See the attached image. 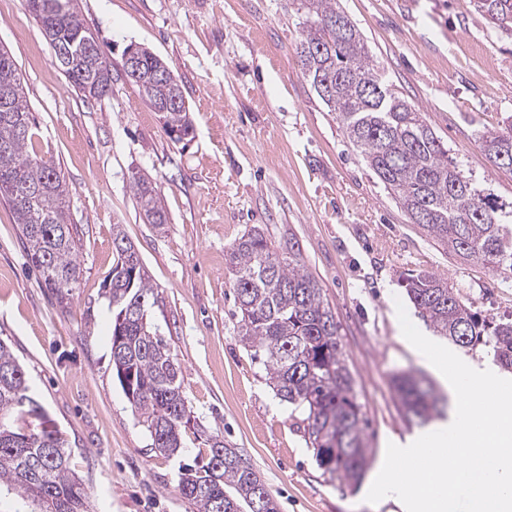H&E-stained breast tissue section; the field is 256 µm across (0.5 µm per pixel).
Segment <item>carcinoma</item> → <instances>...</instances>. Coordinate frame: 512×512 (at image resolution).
<instances>
[{
    "instance_id": "cac0c4a2",
    "label": "carcinoma",
    "mask_w": 512,
    "mask_h": 512,
    "mask_svg": "<svg viewBox=\"0 0 512 512\" xmlns=\"http://www.w3.org/2000/svg\"><path fill=\"white\" fill-rule=\"evenodd\" d=\"M72 0H27L29 11L49 44L78 53L76 71H64L86 98H101L112 83L111 65L71 7ZM303 21L296 53L302 73L328 111L336 114L348 142L400 205L439 245L470 257L512 282V202H500L466 176L460 162L428 125L424 113L394 89L365 45L362 34L337 0H297ZM493 27L512 32V0H474ZM166 61L149 53L139 84L146 102L180 99L162 115L175 142L192 123L181 83L163 78ZM0 199L9 203L27 256L44 286L64 302L77 282L79 239L70 223L68 189L57 170L32 150L29 106L11 53L0 49ZM474 143L502 170L512 171V126L506 132L478 130ZM37 193L18 203L14 187ZM134 195L150 224H165L160 192L145 175L133 179ZM116 257L107 285L112 308V368L122 390L146 427L151 446L167 457L179 453L191 411L171 349L153 332L147 312L158 292L146 277L135 246L120 225H112ZM226 261L238 309V336L265 366L269 386L299 420L305 441L320 467L346 482L360 480L366 444L353 379L346 365L332 310L322 287L288 243L277 251L254 227L232 243ZM417 315L439 336L462 348L482 346L500 367L512 371V319L503 321L473 311L448 279L410 270L400 275ZM405 415L422 423L437 412L433 389L412 376L396 378ZM26 374L0 341V488L22 500L14 512H86L84 488L72 473L66 441L47 424L24 431L16 423L43 416L28 394ZM208 448L206 460L183 467L182 495L200 512H278L259 473L219 434L198 433Z\"/></svg>"
}]
</instances>
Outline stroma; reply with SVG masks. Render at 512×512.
<instances>
[{
	"label": "stroma",
	"instance_id": "stroma-1",
	"mask_svg": "<svg viewBox=\"0 0 512 512\" xmlns=\"http://www.w3.org/2000/svg\"><path fill=\"white\" fill-rule=\"evenodd\" d=\"M112 65L109 92L85 99L53 63L26 0H0V45L17 65L37 154L69 188L80 278L65 302L28 264L0 201V341L67 442L89 512H198L179 492L205 447L186 434L174 457L151 447L112 370V227L122 225L159 292L148 313L176 355L191 423L221 434L264 479L279 512H400L366 502L380 452L430 432L407 419L392 386L429 374L404 338L400 273L432 271L473 310L512 318V288L411 223L344 136L301 70L295 0H74ZM392 87L424 112L465 175L512 201V172L474 144L512 121V35L471 0H341ZM137 44L182 82L194 131L176 143L123 74ZM158 188L170 221L146 223L136 175ZM296 242L336 319L361 409L370 465L357 485L321 468L238 336L228 247L252 226Z\"/></svg>",
	"mask_w": 512,
	"mask_h": 512
}]
</instances>
